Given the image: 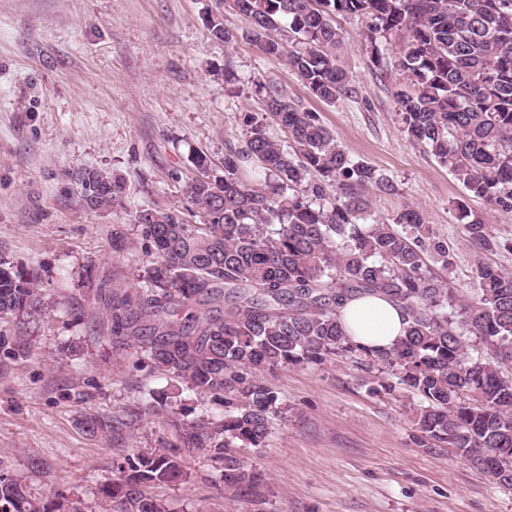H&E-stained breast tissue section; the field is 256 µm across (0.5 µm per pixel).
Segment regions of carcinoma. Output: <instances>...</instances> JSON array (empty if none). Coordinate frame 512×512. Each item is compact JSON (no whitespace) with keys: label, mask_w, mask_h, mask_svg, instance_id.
<instances>
[{"label":"carcinoma","mask_w":512,"mask_h":512,"mask_svg":"<svg viewBox=\"0 0 512 512\" xmlns=\"http://www.w3.org/2000/svg\"><path fill=\"white\" fill-rule=\"evenodd\" d=\"M249 18L234 32L215 16L209 35L242 38L282 60L325 104L351 100L358 88L336 57L338 15L369 20L362 45L374 63L382 44L398 43L391 62L397 114L415 142L474 196L512 211V0H233ZM288 38H282L283 33ZM266 119L288 138L251 126L245 146L224 157V173L203 152L184 182L189 216L143 208L133 223L147 246L141 285L115 292L110 331L177 393L148 390L121 414L87 413L93 438L121 443L145 414L163 416L178 442L124 448L118 474L101 487L103 512H169L150 489L187 480L185 456L202 450L211 485L248 497L261 475L244 453L266 446L283 416L265 375L330 355L363 357L395 371L418 397V440L448 446L512 489V274L479 264L475 294L463 300L431 265L452 266L448 244L425 213L405 206L388 222L368 220L364 190L394 194L389 176L340 146L318 113L288 99L280 85L256 81ZM93 211L112 207L123 185L95 168L68 174ZM457 220L477 251L494 244L489 225L466 202ZM36 270L0 259V324L43 316ZM384 295L404 313V336L388 350L353 343L340 308L354 296ZM482 343L471 352L469 337ZM190 391L213 397L221 414L189 417L170 399ZM0 512H83L61 497L49 508L16 477L0 475Z\"/></svg>","instance_id":"cac0c4a2"}]
</instances>
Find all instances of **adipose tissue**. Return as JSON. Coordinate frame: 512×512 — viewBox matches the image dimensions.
<instances>
[{
  "mask_svg": "<svg viewBox=\"0 0 512 512\" xmlns=\"http://www.w3.org/2000/svg\"><path fill=\"white\" fill-rule=\"evenodd\" d=\"M341 315L351 339L369 349L390 348L403 334L401 309L377 295L349 300Z\"/></svg>",
  "mask_w": 512,
  "mask_h": 512,
  "instance_id": "1",
  "label": "adipose tissue"
}]
</instances>
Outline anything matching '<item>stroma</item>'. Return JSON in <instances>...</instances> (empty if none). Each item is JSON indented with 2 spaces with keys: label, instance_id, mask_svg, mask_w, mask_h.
Returning <instances> with one entry per match:
<instances>
[{
  "label": "stroma",
  "instance_id": "35a3bbf8",
  "mask_svg": "<svg viewBox=\"0 0 512 512\" xmlns=\"http://www.w3.org/2000/svg\"><path fill=\"white\" fill-rule=\"evenodd\" d=\"M212 15L234 31L248 26L227 0H0V258L35 269L46 303L0 348V471L20 475L33 498L63 495L100 512L118 451L86 435L81 415L135 408L167 383L103 328L113 292L138 286L146 263L133 216L186 209L190 150L219 169L244 146L247 117L264 115L255 80L276 81L395 181L398 194L373 196L375 215L424 211L448 244L462 297L478 263L512 273V211L470 197L407 135L392 78L361 45V20H337V54L359 96L326 105L248 41L211 38ZM81 167L121 181L120 200L84 207L67 176ZM462 199L488 224L492 250L469 244L454 208ZM269 380L286 413L250 456L264 478L259 497L218 494L197 451L186 458L187 484L152 490L171 512H512V490L455 449L419 443L418 399L391 370L332 355Z\"/></svg>",
  "mask_w": 512,
  "mask_h": 512
}]
</instances>
